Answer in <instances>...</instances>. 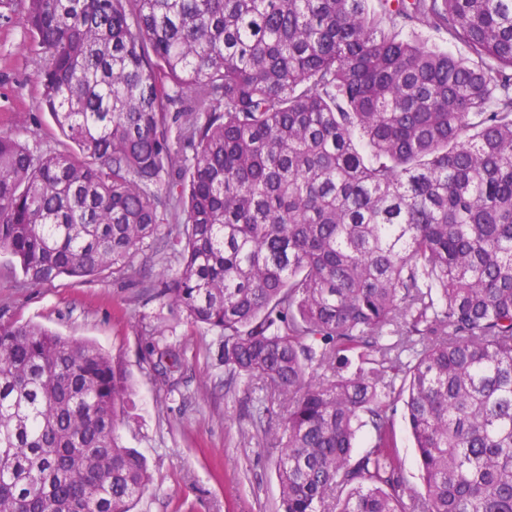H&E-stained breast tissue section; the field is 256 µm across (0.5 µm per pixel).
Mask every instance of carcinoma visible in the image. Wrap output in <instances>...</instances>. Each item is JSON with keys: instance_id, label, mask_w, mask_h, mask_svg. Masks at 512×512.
<instances>
[{"instance_id": "carcinoma-1", "label": "carcinoma", "mask_w": 512, "mask_h": 512, "mask_svg": "<svg viewBox=\"0 0 512 512\" xmlns=\"http://www.w3.org/2000/svg\"><path fill=\"white\" fill-rule=\"evenodd\" d=\"M0 4L73 145L0 131V252L27 281L130 277L178 214L157 287L276 405L281 512H512V0ZM131 392L95 344L1 321L0 512H131ZM405 37L411 38L417 42L424 43L428 46H433L434 44L448 47V51H451L454 54L465 55L466 51L461 45H449L448 41L440 35L427 30V29H415L414 31H406L404 33ZM393 426L396 440V453L401 464L403 476L407 486L416 491L422 488L420 470L416 458V449L409 432L406 420L404 419V407L402 402L396 405V412L393 416Z\"/></svg>"}]
</instances>
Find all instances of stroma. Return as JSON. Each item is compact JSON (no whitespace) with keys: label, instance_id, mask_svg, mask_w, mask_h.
Masks as SVG:
<instances>
[{"label":"stroma","instance_id":"35a3bbf8","mask_svg":"<svg viewBox=\"0 0 512 512\" xmlns=\"http://www.w3.org/2000/svg\"><path fill=\"white\" fill-rule=\"evenodd\" d=\"M21 11L0 7V130L15 131L30 148L63 151L40 109L43 66ZM175 223L160 225L156 242L136 254V278L62 277L33 285L7 253H0V319L31 321L71 339L97 343L133 383L128 417L116 428L120 443L147 460L152 483L134 512H278L279 449L265 435L257 385L230 380L215 333L190 325L153 284L176 270L168 247ZM177 354L181 365L161 378L149 345ZM396 453L407 486L421 490L420 470L403 410L393 416Z\"/></svg>","mask_w":512,"mask_h":512}]
</instances>
